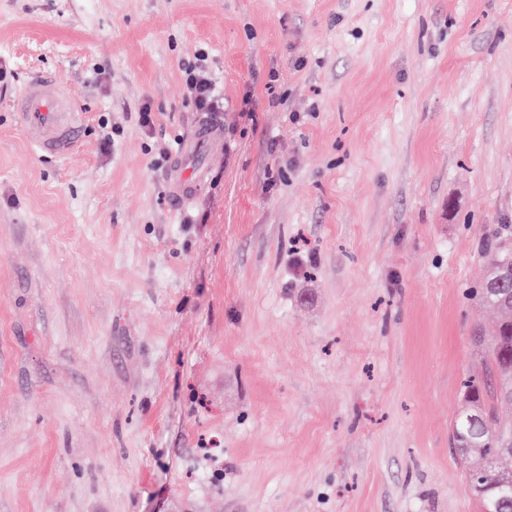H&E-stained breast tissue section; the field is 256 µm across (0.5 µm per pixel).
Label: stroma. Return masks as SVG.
I'll use <instances>...</instances> for the list:
<instances>
[{"mask_svg": "<svg viewBox=\"0 0 512 512\" xmlns=\"http://www.w3.org/2000/svg\"><path fill=\"white\" fill-rule=\"evenodd\" d=\"M0 68V512H482L449 430L512 227V0H0ZM37 69L69 156L10 106ZM207 123L181 208L154 162ZM184 94L192 102L196 112H216L218 107L215 84L211 77L207 56L199 53L193 62L183 67ZM12 107L27 138L42 154L67 155L80 140L82 112L55 72L32 74Z\"/></svg>", "mask_w": 512, "mask_h": 512, "instance_id": "35a3bbf8", "label": "stroma"}]
</instances>
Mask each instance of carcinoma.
<instances>
[{
	"mask_svg": "<svg viewBox=\"0 0 512 512\" xmlns=\"http://www.w3.org/2000/svg\"><path fill=\"white\" fill-rule=\"evenodd\" d=\"M489 252L486 275L471 300L496 308L499 319L488 330L476 329L486 374L464 380L450 440L467 445L459 458L483 512H512V497L502 486L512 480V470L496 466L498 459L512 457V417L504 420L499 413L503 404L512 406V243L499 237Z\"/></svg>",
	"mask_w": 512,
	"mask_h": 512,
	"instance_id": "carcinoma-1",
	"label": "carcinoma"
}]
</instances>
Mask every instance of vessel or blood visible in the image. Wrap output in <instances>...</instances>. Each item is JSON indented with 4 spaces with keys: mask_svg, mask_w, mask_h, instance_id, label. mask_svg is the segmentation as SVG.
<instances>
[{
    "mask_svg": "<svg viewBox=\"0 0 512 512\" xmlns=\"http://www.w3.org/2000/svg\"><path fill=\"white\" fill-rule=\"evenodd\" d=\"M12 107L27 138L41 153L64 156L78 143L82 114L57 73L32 74ZM213 140L212 127H198L182 141L174 155L168 188L178 205L183 206L193 200L202 179L199 160Z\"/></svg>",
    "mask_w": 512,
    "mask_h": 512,
    "instance_id": "obj_1",
    "label": "vessel or blood"
}]
</instances>
